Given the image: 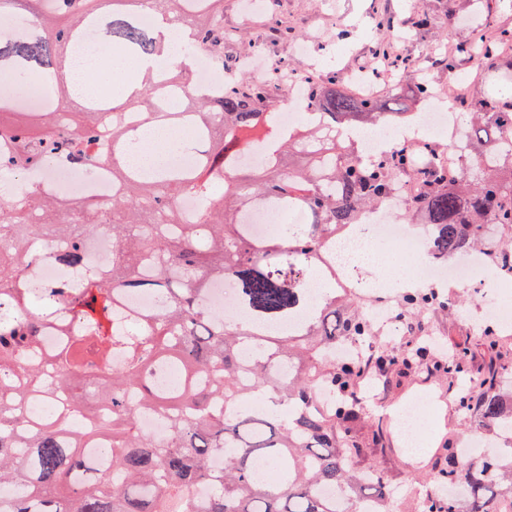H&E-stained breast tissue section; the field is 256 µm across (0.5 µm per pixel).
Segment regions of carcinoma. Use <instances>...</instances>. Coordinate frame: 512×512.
Returning a JSON list of instances; mask_svg holds the SVG:
<instances>
[{
    "instance_id": "carcinoma-1",
    "label": "carcinoma",
    "mask_w": 512,
    "mask_h": 512,
    "mask_svg": "<svg viewBox=\"0 0 512 512\" xmlns=\"http://www.w3.org/2000/svg\"><path fill=\"white\" fill-rule=\"evenodd\" d=\"M105 0H37L31 36L0 40V79H39L52 85L65 123L51 112H18L17 122H0L11 135L9 164L22 168L61 155L81 164L106 151L112 138V179L121 184L105 211L93 201L76 205L64 197L31 193L0 196V286L11 292L16 311L28 309L33 288L27 279L30 244L46 241L55 257L81 270L80 241L108 224L117 249L109 276L85 275L76 288H45L38 313L16 320L0 310V485L16 496L0 512H360L365 498L386 512L390 495L378 469L358 459L380 444L382 423L362 431L363 386L378 375L408 373L433 365L449 378L464 380V354L440 364L428 340L394 352L377 345L355 278L336 274L329 245L343 229L359 224L361 211L383 204L400 178L416 184L408 223L427 219L431 252L441 261L479 253L489 268L512 273V28L494 26L448 57V75L457 60L479 51L495 72L508 77L498 90H478L456 100L470 147L495 163L464 175L442 162L445 147L418 155L398 147L371 163L356 161L357 147L345 132L404 117L394 95L360 98L333 74H312L304 98L324 112L327 123L292 131L268 145L262 161L229 170L226 162L245 151L247 134L266 128L279 108L269 85L253 81L234 59L224 58V0H125L129 8L109 10ZM23 0H0V27L16 21ZM152 23L143 26L144 9ZM173 28L171 41L188 59L209 51L227 76L222 98L198 92L189 101L198 126L213 143L190 176L158 170L142 180L124 163L126 144L137 136L125 123L138 112L148 123L171 121L159 109L155 71L126 74L125 99L107 91L71 109L72 90L63 79L70 45L94 29L112 51L133 59L157 57L164 44L155 27ZM187 85L186 65L172 62L166 73ZM205 201L193 224L184 223L177 198ZM269 201L286 211L305 209L308 223L282 235L257 239L239 213ZM321 269L336 283L311 299L305 277ZM230 275L242 317L216 321L205 305L209 282ZM159 289L164 305L139 322L118 318L125 289L143 280ZM76 312L78 327L61 330L58 348L40 355L41 336L56 313ZM440 288L408 291L394 301L397 315L432 332L425 316L449 311ZM495 353L473 391H464L460 415L476 428L512 427V402L499 394L504 375L496 362L512 360V343L497 327L481 333ZM363 346L356 357L338 358L336 345ZM163 370L180 382L156 383ZM328 402L314 407L317 392ZM33 396L61 399L59 413L41 420L22 417ZM268 402L263 413L246 402ZM147 411L167 419L162 439L147 437L136 424ZM460 433L443 448L440 476L454 497L428 500L424 512H512V451L466 457ZM224 455L218 474L212 460ZM267 462L274 479L259 481ZM205 486L198 496L194 489ZM340 492L338 503L323 489Z\"/></svg>"
}]
</instances>
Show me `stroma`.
Here are the masks:
<instances>
[{
    "label": "stroma",
    "instance_id": "1",
    "mask_svg": "<svg viewBox=\"0 0 512 512\" xmlns=\"http://www.w3.org/2000/svg\"><path fill=\"white\" fill-rule=\"evenodd\" d=\"M381 13L389 17L391 28L409 32L396 46L398 54L421 62L419 70L405 73L400 89L405 111L418 113L423 112L424 104L411 98L413 86L426 81L443 91L448 88V70L442 63L448 46L440 42L445 29H452L453 42L458 44L470 40L474 31L488 22L512 26V8L504 0H483L478 7L473 0H262L256 11L246 8L242 0H224V53L233 58L262 46L295 69L306 68L314 55L322 67L335 70L337 79L342 81L371 57L379 38L374 21ZM423 13L431 17V25L423 29L410 27V18ZM278 26L291 28L292 36L272 38L271 33ZM303 41L311 46L310 56L295 51ZM479 317L477 297L472 293L458 311L427 316L445 350L466 352L470 374L476 378L485 373L491 360L479 341ZM457 391L447 374L421 371L367 396V408L374 416L391 414L419 393L434 394L439 403L430 415L435 427L423 453L412 456L403 451L388 422L384 425L383 450L366 458L368 464L381 470L395 491L391 512H419L420 500L410 497V490L424 492L437 486L442 449L449 435L465 428L455 408Z\"/></svg>",
    "mask_w": 512,
    "mask_h": 512
}]
</instances>
